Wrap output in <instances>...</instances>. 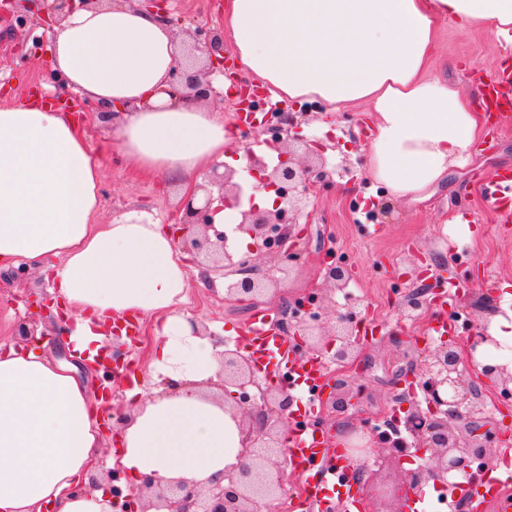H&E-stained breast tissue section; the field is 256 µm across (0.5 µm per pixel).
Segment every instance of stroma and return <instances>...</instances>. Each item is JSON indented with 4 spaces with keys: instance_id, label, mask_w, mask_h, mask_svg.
Listing matches in <instances>:
<instances>
[{
    "instance_id": "stroma-1",
    "label": "stroma",
    "mask_w": 512,
    "mask_h": 512,
    "mask_svg": "<svg viewBox=\"0 0 512 512\" xmlns=\"http://www.w3.org/2000/svg\"><path fill=\"white\" fill-rule=\"evenodd\" d=\"M166 8L168 26L183 53L190 50L196 28L223 25L226 0H168ZM31 30L25 25L12 31L0 27V106L52 96L55 74L49 46L54 32L41 25L32 30L43 44L33 55L25 41ZM432 55V76L475 100L487 76L500 63H512V43L490 29L465 31L456 20L447 19L438 25ZM284 110L294 114L299 134L322 149L330 179L314 189L307 215L298 219L310 261L293 268L277 294L266 297L265 302L280 307L320 293L324 280L317 254L323 244L351 272L347 287L336 294L335 311L326 312L325 324H332L338 311L380 324L376 335L364 341L349 373L365 388L358 412L342 420L328 412L322 417L323 428L334 442L342 444L347 429L363 421L376 425L380 413L394 407L395 395L403 385L402 376L391 367L392 360L403 355L395 339L410 346L426 344L424 333L433 309H426L420 320H403L400 295L402 288L419 286L423 264H430L431 277H450L460 283L459 306L475 305L481 324L512 309V294L507 291L512 284V224L495 223L481 200L482 181L512 166V124L488 121L477 134L470 157L453 168L430 197L411 201L393 197L369 176L374 123L367 104L334 110L318 102L300 104L289 99ZM78 118L90 150L101 163V220L138 208L161 224L177 223L183 196L180 185L159 176L134 177L112 148L111 120L84 110ZM362 205L385 225L384 238L367 240L358 234L357 209ZM226 285L220 278L190 289L181 311L210 331H222L225 345L233 348L252 309L227 300ZM48 290V283L35 272L24 282L0 279V344L16 342L14 329L28 314L24 295ZM410 468L408 459L378 451L373 467L361 480L364 497L379 496Z\"/></svg>"
}]
</instances>
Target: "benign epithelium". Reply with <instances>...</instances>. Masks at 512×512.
Segmentation results:
<instances>
[{
    "instance_id": "7a95c632",
    "label": "benign epithelium",
    "mask_w": 512,
    "mask_h": 512,
    "mask_svg": "<svg viewBox=\"0 0 512 512\" xmlns=\"http://www.w3.org/2000/svg\"><path fill=\"white\" fill-rule=\"evenodd\" d=\"M102 0H4L0 10L19 23L27 21L32 7H40L44 18L60 21L79 8L97 6ZM195 45L208 59V67L193 71L176 60L169 74L173 89H185L198 100L218 96L210 76L225 72L224 30L199 28L194 32ZM278 163L271 165L264 158L247 157L248 169L254 178L252 192L272 190L276 198L272 208L250 205L240 211L238 230L253 241V249L238 256L224 246V232L216 230L213 215L215 201L231 195L237 199L244 194L243 186L235 181L237 171L214 167L205 183L196 192L185 196L182 217L173 235L192 256V262L203 272L224 276L229 272L240 275L227 288V294L240 303H253L275 293L276 280L267 276L256 264L268 259L279 265L283 273L301 259L298 249L299 233L296 224L284 223L285 217L307 213L313 188L327 180L328 173L321 155L302 136L284 134L279 130ZM279 233V245L267 246L274 233ZM350 272L344 266L331 263L325 266V285L332 293L345 288ZM315 309L304 307V314L294 324L296 348L318 355L327 349L339 363L347 364L356 352L358 325L349 313H336L334 325L323 329L321 313L336 306L327 294L313 297ZM423 366L416 374L429 405V411L408 400L405 424L413 436L411 446L429 453L427 477L443 481L452 471L470 470L474 456L489 459L493 448L482 428L488 420V410L473 393L470 372L462 364L455 347L442 344L424 352ZM480 375L500 391H512V363L509 361L481 365ZM258 385L252 361L240 350L224 351L223 387H234L240 426L245 432L248 463L224 473V481H216L199 489L185 481H171L145 487L148 494L162 501L168 512H271L270 505L279 500L282 486V433L291 420L292 397L279 385H268L257 395L248 387ZM363 393L354 381L336 382L331 406L338 414L352 410ZM468 423L463 434L457 422Z\"/></svg>"
}]
</instances>
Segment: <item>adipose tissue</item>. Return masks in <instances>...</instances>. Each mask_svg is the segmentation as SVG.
I'll return each mask as SVG.
<instances>
[{
  "label": "adipose tissue",
  "mask_w": 512,
  "mask_h": 512,
  "mask_svg": "<svg viewBox=\"0 0 512 512\" xmlns=\"http://www.w3.org/2000/svg\"><path fill=\"white\" fill-rule=\"evenodd\" d=\"M512 39V0H230L224 26L243 67L291 98L366 102L375 121L370 175L423 200L467 157L484 116L427 73L439 22ZM176 40L128 5L79 9L55 29L67 87L118 108L114 149L139 175L190 190L234 137L221 110L172 97ZM99 165L79 121L31 101L0 106V270L41 271L49 257L64 342L95 359L110 323L155 317L149 370L169 389L127 392L117 459L131 488L144 477L205 488L243 464L233 403L212 393L222 346L177 309L193 286L170 231L145 212L99 221ZM101 408L76 365L33 343L0 356V512H113L106 490L81 492L104 440Z\"/></svg>",
  "instance_id": "adipose-tissue-1"
}]
</instances>
